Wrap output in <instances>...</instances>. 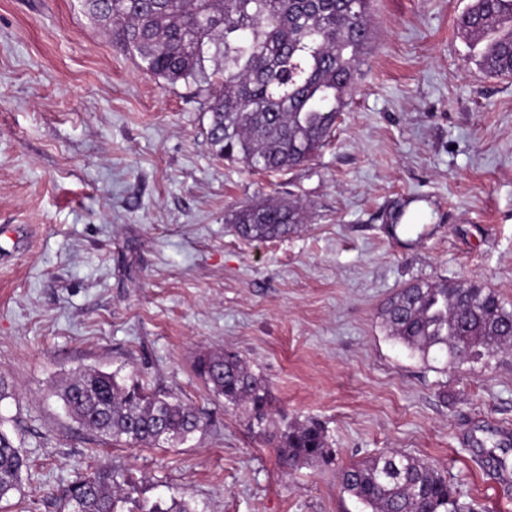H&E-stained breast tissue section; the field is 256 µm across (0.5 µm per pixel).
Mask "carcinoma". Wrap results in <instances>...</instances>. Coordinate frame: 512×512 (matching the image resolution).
Listing matches in <instances>:
<instances>
[{
    "label": "carcinoma",
    "mask_w": 512,
    "mask_h": 512,
    "mask_svg": "<svg viewBox=\"0 0 512 512\" xmlns=\"http://www.w3.org/2000/svg\"><path fill=\"white\" fill-rule=\"evenodd\" d=\"M103 29L118 27V44L165 86L203 88L210 114L206 137L216 154L264 172L293 169L329 143L355 83L361 35L371 31V0H82ZM479 65L512 76V0H473L459 17ZM298 206L244 204L232 214L249 241L285 237L300 224ZM388 337L423 360L488 366L512 355V308L476 280L417 281L381 309ZM224 406L243 407L267 434L270 390L236 352L210 351L195 362ZM81 426L114 444L175 445L203 430L204 418L175 396L151 390L136 369L123 378L85 370L60 393ZM282 467L333 460L324 427L314 419L270 434ZM25 461L0 431V499L21 490ZM342 490L365 512H474L437 468L385 451L344 467ZM139 481L102 468L87 472L62 496L64 512H197L186 500L140 498ZM133 504L126 511L124 505Z\"/></svg>",
    "instance_id": "carcinoma-1"
}]
</instances>
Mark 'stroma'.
I'll use <instances>...</instances> for the list:
<instances>
[{
  "instance_id": "obj_1",
  "label": "stroma",
  "mask_w": 512,
  "mask_h": 512,
  "mask_svg": "<svg viewBox=\"0 0 512 512\" xmlns=\"http://www.w3.org/2000/svg\"><path fill=\"white\" fill-rule=\"evenodd\" d=\"M471 2L373 0L330 144L265 174L217 157L198 87L161 86L81 0H0V431L28 461L0 512H62L90 461L200 512H361L338 473L387 448L512 512V356L445 369L379 318L417 280L512 304V77L478 66ZM284 199L303 216L288 236L229 222ZM402 202L414 224L389 235ZM225 349L268 382L274 423L323 424L334 464L283 473L194 369ZM87 367L139 368L208 424L173 448L101 442L53 394Z\"/></svg>"
}]
</instances>
